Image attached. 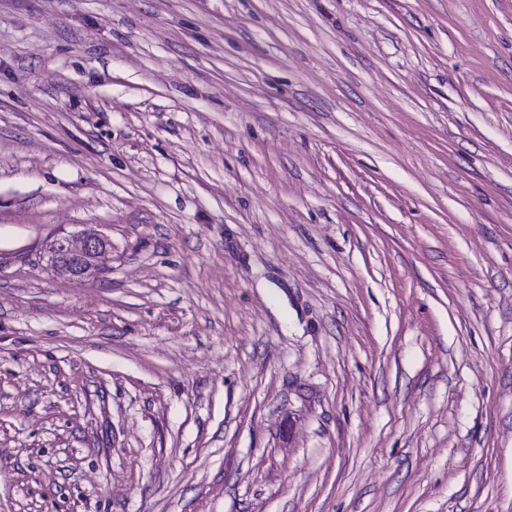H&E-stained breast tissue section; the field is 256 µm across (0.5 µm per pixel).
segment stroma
<instances>
[{"instance_id": "35a3bbf8", "label": "stroma", "mask_w": 512, "mask_h": 512, "mask_svg": "<svg viewBox=\"0 0 512 512\" xmlns=\"http://www.w3.org/2000/svg\"><path fill=\"white\" fill-rule=\"evenodd\" d=\"M0 512H512V0H0ZM53 262L55 268L67 274L72 279H80L72 269L58 263L57 258L88 259L93 262L94 270L100 271L102 261L112 250V243L103 234L94 230H83L78 234L66 235L57 238L52 244Z\"/></svg>"}]
</instances>
